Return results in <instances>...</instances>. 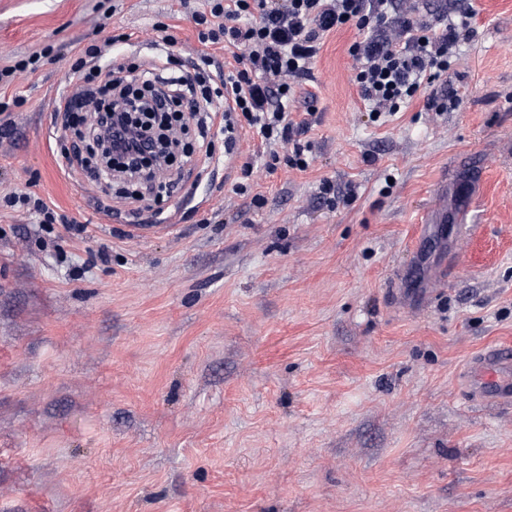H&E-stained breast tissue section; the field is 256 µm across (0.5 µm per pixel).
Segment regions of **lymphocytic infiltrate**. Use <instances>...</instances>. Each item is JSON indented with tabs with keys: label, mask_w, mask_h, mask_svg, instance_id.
<instances>
[{
	"label": "lymphocytic infiltrate",
	"mask_w": 512,
	"mask_h": 512,
	"mask_svg": "<svg viewBox=\"0 0 512 512\" xmlns=\"http://www.w3.org/2000/svg\"><path fill=\"white\" fill-rule=\"evenodd\" d=\"M206 11L192 12L201 44L222 45L233 67L208 75L189 71L170 49L176 43L159 23L158 52L148 62L109 60L107 48L91 44L77 53L69 71L73 90L57 112L74 123L88 97L120 103L140 87L163 101L175 121L206 113L212 135L230 140L236 118L260 139L267 169L283 164L309 166L305 136L319 117L305 105L301 117L292 106L328 34L355 27L349 48L352 82L368 112L396 113L423 98L427 112H448L460 103L457 88L435 89L448 74L460 43L476 32L474 0H207Z\"/></svg>",
	"instance_id": "obj_1"
}]
</instances>
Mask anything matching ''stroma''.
Here are the masks:
<instances>
[{
  "label": "stroma",
  "mask_w": 512,
  "mask_h": 512,
  "mask_svg": "<svg viewBox=\"0 0 512 512\" xmlns=\"http://www.w3.org/2000/svg\"><path fill=\"white\" fill-rule=\"evenodd\" d=\"M476 6L456 110L371 118L343 28L307 170L246 134L262 207L213 163L135 209L67 167L55 92L75 47L124 30L141 58L157 21L200 60L178 0H0L1 69L60 51L8 89L0 196L68 218L0 210V512H512V409L464 384L512 347V0ZM4 203L7 207H15L17 204L26 207L30 216L36 221L34 223L41 224L44 228L55 224L56 218L53 212L41 198L32 199L28 194L10 195L5 197Z\"/></svg>",
  "instance_id": "1"
}]
</instances>
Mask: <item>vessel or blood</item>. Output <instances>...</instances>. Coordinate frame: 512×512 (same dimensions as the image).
Listing matches in <instances>:
<instances>
[{"mask_svg": "<svg viewBox=\"0 0 512 512\" xmlns=\"http://www.w3.org/2000/svg\"><path fill=\"white\" fill-rule=\"evenodd\" d=\"M468 391L483 402L512 406V352L491 348L474 357L468 366Z\"/></svg>", "mask_w": 512, "mask_h": 512, "instance_id": "1", "label": "vessel or blood"}]
</instances>
